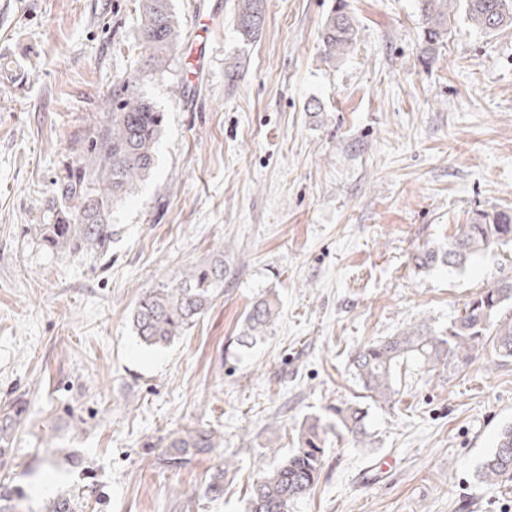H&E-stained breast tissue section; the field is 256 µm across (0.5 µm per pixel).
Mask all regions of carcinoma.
Instances as JSON below:
<instances>
[{"instance_id":"carcinoma-1","label":"carcinoma","mask_w":512,"mask_h":512,"mask_svg":"<svg viewBox=\"0 0 512 512\" xmlns=\"http://www.w3.org/2000/svg\"><path fill=\"white\" fill-rule=\"evenodd\" d=\"M141 24L138 61L141 74L165 67L183 41L180 24L169 0H139ZM422 42L433 53L444 41L458 16L487 35L512 33V0H418ZM266 0H237L234 23L242 41L251 40L264 26ZM357 28L343 10H334L322 24L320 36L328 59L344 56L356 39ZM139 78L119 83L112 94V111L103 112L87 138L82 157L56 181L59 201L55 219L36 225L39 245L57 256L106 254L112 245V212L137 183L155 166L156 144L165 113L139 91ZM512 242V214L480 215L461 225L446 244L431 246L413 255L417 268L437 264L463 268L470 258L493 245ZM224 261L184 270L180 281L147 291L132 313L136 336L147 347H164L192 328L209 308L214 290L221 287ZM512 303V281H501L475 294L451 326L435 331L423 323L395 336L364 345L352 356V365L369 398L375 403H396L400 394L397 375L410 368L436 370L441 363L466 365L492 341L500 357L512 358V315L504 313ZM278 316L274 299L264 296L247 312L237 343L249 348L257 343ZM26 413L19 397L0 404V512H19L23 499L5 482L11 468L14 439ZM368 412L358 404L336 408V419L321 423L307 420L300 429L297 447L281 457L250 486L246 512H289L290 506L318 484L325 462V435L340 430L362 443L366 440ZM222 445L214 430L183 427L172 432L158 454L159 467L177 472L198 455ZM237 463L224 458L210 477L204 493L218 499L224 480ZM489 484L512 482V426L502 430L495 448L478 471Z\"/></svg>"}]
</instances>
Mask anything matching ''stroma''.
I'll return each mask as SVG.
<instances>
[{"label": "stroma", "mask_w": 512, "mask_h": 512, "mask_svg": "<svg viewBox=\"0 0 512 512\" xmlns=\"http://www.w3.org/2000/svg\"><path fill=\"white\" fill-rule=\"evenodd\" d=\"M358 29L325 60L338 3ZM237 0H171L185 39L140 80L166 114L155 167L119 202L101 258L49 254L55 182L115 83L137 68L136 0H0V402L28 414L14 443L22 512H245L251 483L303 421L360 403L350 360L422 322L442 330L475 293L512 280V244L465 268L414 267L479 213H512V35L457 23L425 55L417 0H267L257 38ZM319 111H311V103ZM224 260V282L184 336L143 346L132 311L183 269ZM274 295L264 339L238 349L252 302ZM371 405L366 447L328 433L322 476L291 512H512V485L478 469L512 424V358L485 344L464 367L407 371ZM215 429L221 455L159 469V439ZM53 491H42L44 482ZM237 466L236 462L231 463L230 459L224 457V461L218 467L216 472L210 477L204 493L206 496L218 499L224 495V480L232 473L235 472Z\"/></svg>", "instance_id": "35a3bbf8"}]
</instances>
